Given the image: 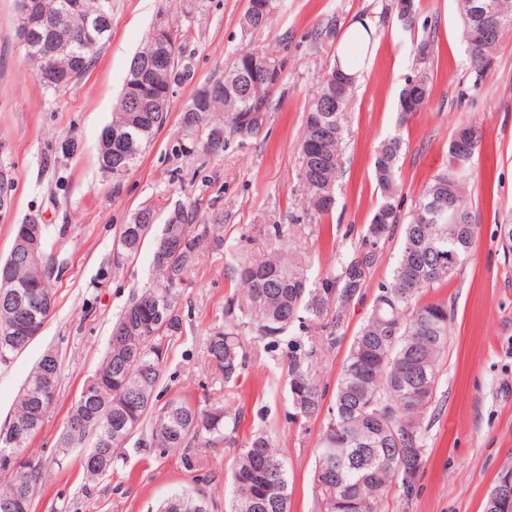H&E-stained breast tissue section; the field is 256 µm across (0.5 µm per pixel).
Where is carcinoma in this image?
I'll list each match as a JSON object with an SVG mask.
<instances>
[{
  "label": "carcinoma",
  "instance_id": "cac0c4a2",
  "mask_svg": "<svg viewBox=\"0 0 512 512\" xmlns=\"http://www.w3.org/2000/svg\"><path fill=\"white\" fill-rule=\"evenodd\" d=\"M72 0H41L43 11L58 19L60 30L82 32L87 41L71 43L51 60L32 55L27 61L36 71L48 69L57 75L44 84L50 90L66 89L83 74L72 62L81 58L92 68L111 31L112 0H80L77 12H63ZM474 0H460L462 41L478 85L488 70L502 32L512 27V6L500 20L491 23L492 41L473 40ZM287 6L286 0H249L239 19L246 37L257 38ZM170 38L166 45L173 64L155 66L154 30L134 55L122 94L105 126L110 136L100 141L98 162L114 157L116 137H124L131 149L117 173L118 182L141 161L166 120L161 108L170 104L172 83L184 50L187 31L164 22ZM283 67L284 61L269 52L244 47L237 50L217 86L199 88L185 107L179 151L190 154L202 149L218 155L234 143L255 135L244 129L240 117L256 113L267 119L272 108L271 85L260 80L255 64ZM336 79L348 80L340 105L324 100ZM356 88L353 75L336 62L327 71L312 99L300 142L301 179L307 193V211L314 219L329 215L336 203V185L345 149V114ZM432 91L429 72L422 69L406 80L399 95L400 121L420 111ZM481 141L479 129L462 128L448 145V166L432 176L408 214L401 213L398 170L403 140L395 133L381 142L374 158V176L379 202L370 222L354 247L341 255L338 271L311 279L306 259L290 256V225L261 224L257 232L270 246L260 260L241 251L238 243L214 236L209 224L196 222V210L180 205L170 210L162 232L155 239L152 266L155 278L134 293L112 323L105 359L88 381L95 386V404L82 405L77 398L67 415L85 411L86 424L66 428L58 454L73 450L87 456L96 453L99 466L84 469L93 482L109 472L117 452L135 435L148 447H233L239 413L212 403L203 408L188 396L165 402L158 399L170 342L181 335L183 321L179 300L189 272L198 264L200 247L211 240L224 249L225 270L233 281L245 286V295H230L225 303L224 329L207 340L208 363L232 389L248 367L249 354L241 328L274 348L288 339L287 398L290 416L306 423L323 416L324 429L316 450L313 497L316 512H378L379 504L393 486L406 497L413 495L421 470L426 427L425 414L435 405L439 388V359L448 348L450 314L442 300L425 296L443 287L458 274L473 254L477 225L473 223L467 197L474 156ZM443 194L448 202L447 219L430 224L419 221V211ZM158 212L145 207L119 228L118 254L133 259L141 251ZM400 235V253L391 279L379 285L372 308L349 345L337 381L333 403L324 406L323 393L314 378L318 347H336L345 335L347 311L366 281H357V268L369 271L381 260L387 241ZM52 228L42 225L41 247L22 261L13 254L0 261V301L15 291L31 292L54 300L50 281L56 261L48 252ZM318 327L322 336H293L295 326ZM59 370L57 356L46 353L23 387L12 420L20 422L40 412L45 416L51 402L42 401L40 380L47 369ZM394 415H377L381 407ZM26 440L14 441L0 428V454L22 456V469L0 463L8 482L0 486V504L10 512H32L33 500L45 477L41 460L26 454ZM229 512H290L288 461L273 447L265 432L255 434L236 453L231 469ZM207 499L198 490L177 491L165 499L157 512H204Z\"/></svg>",
  "mask_w": 512,
  "mask_h": 512
}]
</instances>
